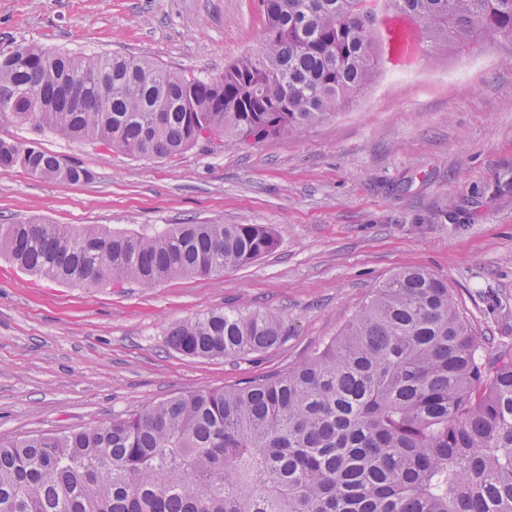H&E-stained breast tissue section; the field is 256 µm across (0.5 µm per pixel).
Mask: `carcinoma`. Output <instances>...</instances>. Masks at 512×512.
Listing matches in <instances>:
<instances>
[{
  "label": "carcinoma",
  "mask_w": 512,
  "mask_h": 512,
  "mask_svg": "<svg viewBox=\"0 0 512 512\" xmlns=\"http://www.w3.org/2000/svg\"><path fill=\"white\" fill-rule=\"evenodd\" d=\"M261 0L260 51L202 77L119 52L20 45L0 55V118L164 158L200 132L230 144L293 138L374 79L382 25L414 19L427 52L512 35V0ZM86 100L71 110L65 87ZM43 108H32V96ZM69 183L92 173L34 141L0 139V168ZM262 224H0V255L60 282L218 276L277 248ZM283 317L211 310L169 331L193 358L277 346ZM448 289L405 268L337 335L285 371L149 403L65 433L0 439V512H512V348L484 356Z\"/></svg>",
  "instance_id": "carcinoma-1"
}]
</instances>
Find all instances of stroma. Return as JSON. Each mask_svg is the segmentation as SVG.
Wrapping results in <instances>:
<instances>
[{
  "mask_svg": "<svg viewBox=\"0 0 512 512\" xmlns=\"http://www.w3.org/2000/svg\"><path fill=\"white\" fill-rule=\"evenodd\" d=\"M259 0H0V53L122 52L201 76L258 50ZM299 137L198 144L144 160L0 119L90 170L72 184L0 169V224H265L277 248L214 277L63 285L0 257V438L77 431L151 402L283 371L338 334L375 288L421 266L447 279L494 353L512 346V41L397 62ZM271 311L287 336L238 359L186 357L169 328L212 309Z\"/></svg>",
  "mask_w": 512,
  "mask_h": 512,
  "instance_id": "stroma-1",
  "label": "stroma"
}]
</instances>
